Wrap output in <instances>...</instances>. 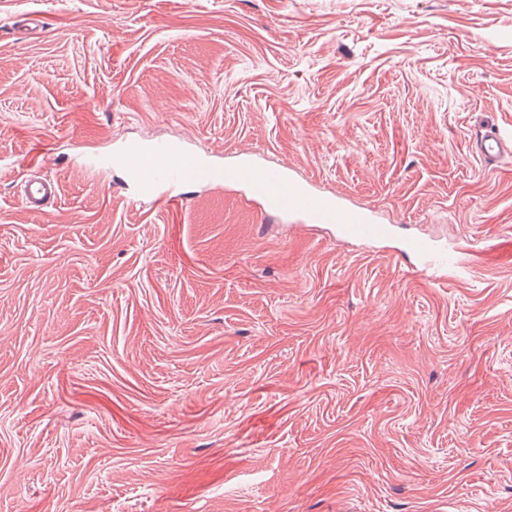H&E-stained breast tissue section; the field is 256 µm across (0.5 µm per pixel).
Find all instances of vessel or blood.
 <instances>
[{"label": "vessel or blood", "instance_id": "1", "mask_svg": "<svg viewBox=\"0 0 512 512\" xmlns=\"http://www.w3.org/2000/svg\"><path fill=\"white\" fill-rule=\"evenodd\" d=\"M476 141L479 155L485 165H493L512 154V136L496 129L478 132ZM87 169L122 167L129 174L126 194L130 201L150 198L171 206H179L183 199L180 187L197 178L201 160L178 140L164 141L143 147H119L108 155L84 156ZM211 185L242 186L256 198L261 214L269 219L297 217L309 224H334L343 237L354 240H374L388 235L389 225L374 221L364 211L343 203L339 197L327 196L296 178L288 169L260 164L252 155L238 157L225 165L224 174L210 180ZM59 186L48 179L28 181L23 190L25 206L41 211L47 200L56 196ZM406 254L425 259L431 279H438L440 270L455 263V256L432 255L428 243L411 239L405 244Z\"/></svg>", "mask_w": 512, "mask_h": 512}]
</instances>
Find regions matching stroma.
<instances>
[{"mask_svg": "<svg viewBox=\"0 0 512 512\" xmlns=\"http://www.w3.org/2000/svg\"><path fill=\"white\" fill-rule=\"evenodd\" d=\"M512 0H0V512H512ZM252 153L392 225L125 197ZM57 179L21 203L30 163ZM408 237L459 257L440 282ZM479 156L486 166H492L506 155L512 154V136L496 129L480 130L476 133ZM59 184L48 179H33L28 181L23 190V203L33 211H41L47 200L57 196Z\"/></svg>", "mask_w": 512, "mask_h": 512, "instance_id": "35a3bbf8", "label": "stroma"}]
</instances>
